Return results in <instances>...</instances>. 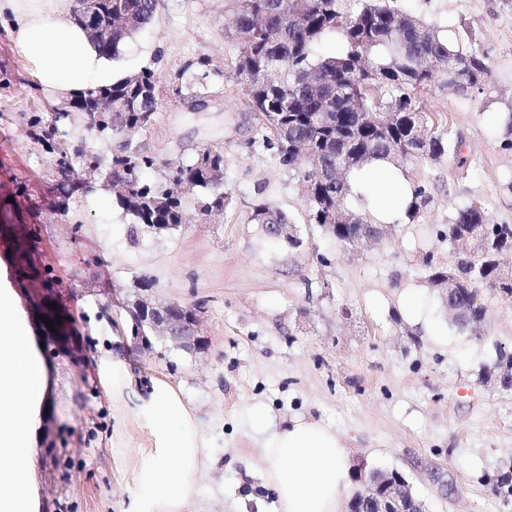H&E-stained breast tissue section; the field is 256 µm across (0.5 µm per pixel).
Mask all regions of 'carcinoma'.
I'll return each instance as SVG.
<instances>
[{"label":"carcinoma","instance_id":"obj_1","mask_svg":"<svg viewBox=\"0 0 512 512\" xmlns=\"http://www.w3.org/2000/svg\"><path fill=\"white\" fill-rule=\"evenodd\" d=\"M235 21L230 37L236 46L234 79L243 86L251 111L270 135L260 147L302 184L311 223L337 242L352 232L354 224H375L368 212L352 207L350 177L375 160L399 167L415 158L436 160L460 153V141L428 125L417 94L436 83L467 85L465 93L481 94L491 74L486 55L475 47L453 45L440 30L396 8L391 0H230ZM90 7L74 11V18L89 30L102 52L117 56L134 33L149 25L156 0H89ZM337 34L341 46L330 55L318 54L323 37ZM155 71L137 74L97 88L72 102V109L46 120L30 117V124L44 125L45 140H53L73 113H87L101 97L112 99V112L97 113L90 131L120 139L112 153V175L104 184L112 189V203L132 223L158 232L183 220L185 188L194 196L201 217L221 214L233 192L224 183V154L209 148L188 161L159 163L134 144L133 137L153 119L159 103ZM53 165L67 182L102 166L99 155L76 148L71 152L50 148ZM164 166L166 183L151 184L149 171ZM428 195L414 186L406 208L412 219ZM249 221L271 237L269 225L288 224L285 212L262 198L250 204ZM474 233L505 246L512 224H491L485 211L470 204L448 220V235ZM495 249L477 261L482 278L495 290L512 296V281L503 279L493 263ZM433 268L428 286L441 290L448 306V321L473 330L484 321L485 307L478 288H447ZM152 300L139 288L128 296L131 335L144 338L152 348L153 329L144 325L140 304ZM484 380H512V352L496 350L492 364L483 369ZM486 482L504 497L512 496V471L486 476Z\"/></svg>","mask_w":512,"mask_h":512}]
</instances>
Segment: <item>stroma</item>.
Instances as JSON below:
<instances>
[{
  "label": "stroma",
  "instance_id": "stroma-1",
  "mask_svg": "<svg viewBox=\"0 0 512 512\" xmlns=\"http://www.w3.org/2000/svg\"><path fill=\"white\" fill-rule=\"evenodd\" d=\"M437 25L448 41L472 38L487 53L483 93L439 86L422 94L434 128L461 137V156L416 159L402 172L429 196L414 219H400L386 241L342 246L310 224L293 175L248 140L261 124L232 76L229 0H157L155 19L130 40L116 64L153 69L162 90L151 123L135 137L161 160H189L203 148L223 152L234 202L201 220L186 202L172 232L131 224L111 202L62 180L29 125L31 113H55L0 29V253L13 226L36 235L37 268L53 270L46 291L25 269L0 265V289L47 371L30 479L32 512H134L137 475L155 448L138 399L153 380L169 382L189 405L203 441L199 488L183 512H278L254 464L266 431L296 417L323 422L345 441L359 469L397 470L426 512H512V499L486 483L512 463V390L486 384L496 348L512 350V301L482 287L480 335L449 326L432 295L448 342L425 340L400 313L408 286H425L428 266L456 260L448 218L479 204L490 222L512 224V0H395ZM208 58L218 72L207 87L192 65ZM181 96H174V89ZM205 107L192 109V96ZM263 196L301 227L296 249L269 241L249 221ZM161 302L196 309L203 347L187 354L158 342L138 349L125 300L141 283ZM50 298L73 316L66 344L34 317V299ZM120 356L132 378L116 393L103 369ZM265 430L253 426L255 412ZM447 470L442 493L429 473Z\"/></svg>",
  "mask_w": 512,
  "mask_h": 512
}]
</instances>
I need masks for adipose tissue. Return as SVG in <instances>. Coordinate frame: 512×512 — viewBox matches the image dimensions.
I'll list each match as a JSON object with an SVG mask.
<instances>
[{"label": "adipose tissue", "mask_w": 512, "mask_h": 512, "mask_svg": "<svg viewBox=\"0 0 512 512\" xmlns=\"http://www.w3.org/2000/svg\"><path fill=\"white\" fill-rule=\"evenodd\" d=\"M67 5L68 0H0V26L53 103L122 78L114 59L69 18ZM350 183L390 223L404 213L413 192L409 180L382 160L352 175ZM44 386L43 366L16 325L10 294L0 291V512H29L34 410ZM138 411L157 431L155 451L140 473L136 512H181L196 492L193 478L203 464L195 420L163 380L153 382ZM258 466L281 512H343L351 460L343 439L321 422L295 418L271 433Z\"/></svg>", "instance_id": "adipose-tissue-1"}]
</instances>
